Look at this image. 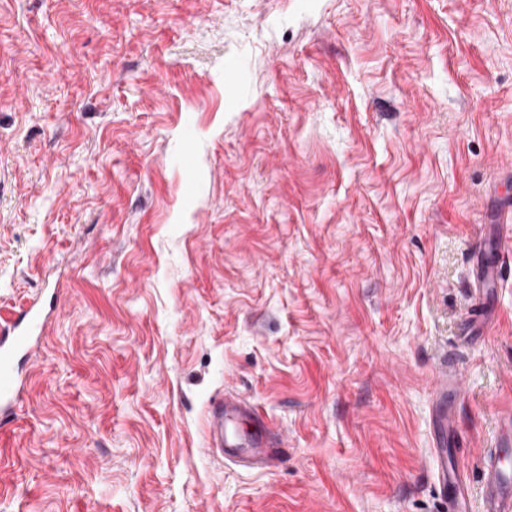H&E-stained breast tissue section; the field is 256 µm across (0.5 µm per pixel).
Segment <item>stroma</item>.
I'll return each instance as SVG.
<instances>
[{
    "mask_svg": "<svg viewBox=\"0 0 512 512\" xmlns=\"http://www.w3.org/2000/svg\"><path fill=\"white\" fill-rule=\"evenodd\" d=\"M512 0H0V321L57 310L0 512H472L512 411ZM233 389L288 454L208 452ZM512 213L502 216L500 224H497V240L494 243L498 249V260L488 263L483 256L477 255L473 263V279L476 292L478 294L476 307L478 319L486 324L492 318L493 309L490 307L494 300L495 292L504 280L505 258L500 260V252L504 245H510L512 242ZM435 397V426L441 434L432 452L437 459L438 469L435 475L436 485L441 498L448 504V512H467L466 485L456 466L448 463L446 439L454 434L456 428V412L448 408V371L443 369L437 373L433 383Z\"/></svg>",
    "mask_w": 512,
    "mask_h": 512,
    "instance_id": "stroma-1",
    "label": "stroma"
}]
</instances>
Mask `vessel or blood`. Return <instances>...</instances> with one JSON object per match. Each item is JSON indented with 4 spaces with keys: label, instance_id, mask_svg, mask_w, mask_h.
<instances>
[{
    "label": "vessel or blood",
    "instance_id": "obj_1",
    "mask_svg": "<svg viewBox=\"0 0 512 512\" xmlns=\"http://www.w3.org/2000/svg\"><path fill=\"white\" fill-rule=\"evenodd\" d=\"M503 261L486 262L476 257L473 279L478 294V317L489 321L491 303L504 280ZM52 313L40 299H32L17 313L10 325L0 328V422L10 421L24 391V381L17 368L18 358H31L38 341L47 327ZM435 397V426L441 438L436 441L433 454L438 469L436 485L448 512H467L466 485L462 475L448 460L445 439L455 432L456 412L448 407V374L439 372L433 383ZM251 419L253 433L240 436L235 429L239 419ZM205 438L211 451L227 462L252 469L272 465L286 450L275 432L270 419L238 395L225 394L209 401L206 407ZM512 447V415L499 422V438L493 448L482 457V509L481 512H512V464L505 457Z\"/></svg>",
    "mask_w": 512,
    "mask_h": 512
}]
</instances>
